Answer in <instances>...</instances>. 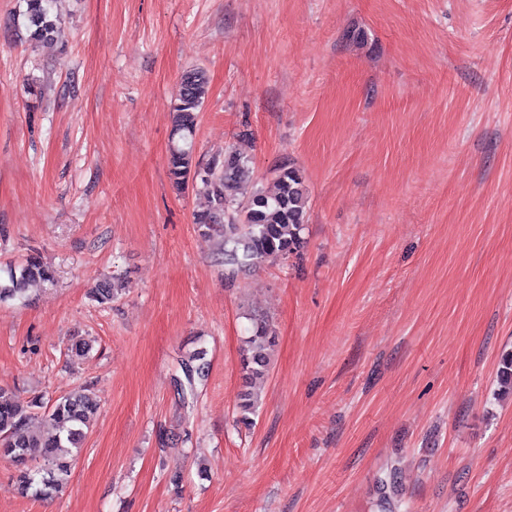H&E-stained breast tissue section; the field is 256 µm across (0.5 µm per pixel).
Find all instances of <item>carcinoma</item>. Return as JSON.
Segmentation results:
<instances>
[{
  "mask_svg": "<svg viewBox=\"0 0 512 512\" xmlns=\"http://www.w3.org/2000/svg\"><path fill=\"white\" fill-rule=\"evenodd\" d=\"M23 18L30 40L51 38L55 28L52 0H26ZM207 93L204 71L183 74L171 109L169 174L176 189L190 184L205 198L206 207L194 214L193 223L201 236L217 240L218 254L224 257L232 277L242 268L286 259L300 248L308 195L300 171L290 164L278 170L271 185L264 186L254 179L252 158L233 146L205 161L196 158L198 117ZM5 274L0 300L21 298L31 284L54 279L52 269L37 255L8 268ZM117 295L115 282L108 280L99 284L92 298L109 304ZM273 343L266 322L253 320L241 359L245 388L238 409L244 423L257 406L252 384L266 375L268 349ZM204 358L205 351L200 350L179 363L182 376L173 379V384L184 403L195 396L197 384L206 375ZM97 410V401L88 393L60 396L49 404L23 400L0 387V458L17 465L13 481L18 493L47 497L59 491L71 474ZM38 417L48 428L45 435L30 431L31 422Z\"/></svg>",
  "mask_w": 512,
  "mask_h": 512,
  "instance_id": "1",
  "label": "carcinoma"
}]
</instances>
